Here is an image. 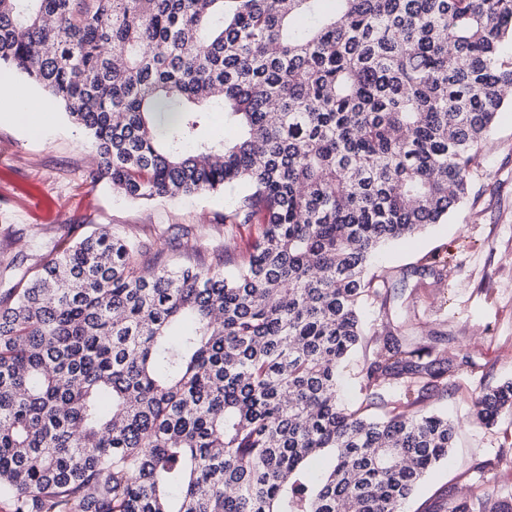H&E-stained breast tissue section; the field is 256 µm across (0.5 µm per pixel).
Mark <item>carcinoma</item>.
I'll return each mask as SVG.
<instances>
[{
    "instance_id": "1",
    "label": "carcinoma",
    "mask_w": 512,
    "mask_h": 512,
    "mask_svg": "<svg viewBox=\"0 0 512 512\" xmlns=\"http://www.w3.org/2000/svg\"><path fill=\"white\" fill-rule=\"evenodd\" d=\"M0 0V72L135 201L228 192L224 249L164 264L106 226L0 293V497L12 512H400L454 426L451 371L392 336L339 374L383 245L468 195L512 86V0ZM220 110L231 138L201 129ZM257 227L248 250L233 228ZM512 410V383L477 419ZM448 512H503L481 494ZM363 365V355L359 351L353 356L342 370V393L348 402H355L359 399L358 377Z\"/></svg>"
}]
</instances>
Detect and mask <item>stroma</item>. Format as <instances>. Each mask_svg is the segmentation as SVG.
<instances>
[{
    "instance_id": "stroma-1",
    "label": "stroma",
    "mask_w": 512,
    "mask_h": 512,
    "mask_svg": "<svg viewBox=\"0 0 512 512\" xmlns=\"http://www.w3.org/2000/svg\"><path fill=\"white\" fill-rule=\"evenodd\" d=\"M90 151L51 100L23 121L0 108V291L14 284L15 270L42 264L55 244L97 224L143 238L172 261L187 239L223 238L224 196L128 200L108 184L85 183ZM434 253L446 261L438 279L421 269ZM375 266L389 285L364 305L368 344L394 335L402 314L412 335L430 338L454 361L421 403L454 424V446L403 512H445L448 500H468L477 489L512 506V412L490 426L475 417L478 396L512 381V103L499 112L471 191L447 223L385 246Z\"/></svg>"
}]
</instances>
